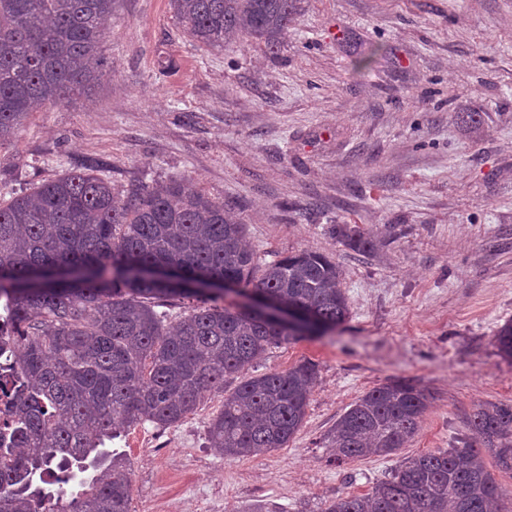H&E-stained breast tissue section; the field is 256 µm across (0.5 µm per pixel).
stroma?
I'll use <instances>...</instances> for the list:
<instances>
[{"instance_id": "1", "label": "stroma", "mask_w": 512, "mask_h": 512, "mask_svg": "<svg viewBox=\"0 0 512 512\" xmlns=\"http://www.w3.org/2000/svg\"><path fill=\"white\" fill-rule=\"evenodd\" d=\"M99 56L91 89L0 146V201L87 154L108 161L118 190L185 178L224 201L261 260L333 258L349 305L336 330L272 347L256 367L317 366L288 447L216 455L220 393L177 426L114 439L131 463V512H324L401 458L463 447L478 403L512 404V361L495 341L512 321V0H300L272 51L199 45L169 0H114ZM334 224L378 249L336 242ZM396 378L434 396L407 448L331 463L324 434ZM332 234L337 240L364 253H371L376 248L375 240L370 235L357 229L356 226L350 227L348 224H334Z\"/></svg>"}]
</instances>
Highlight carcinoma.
<instances>
[{"mask_svg": "<svg viewBox=\"0 0 512 512\" xmlns=\"http://www.w3.org/2000/svg\"><path fill=\"white\" fill-rule=\"evenodd\" d=\"M113 0H0V145L29 116L99 78V42ZM299 0H169L197 43L235 37L275 50ZM107 162L84 156L53 180L0 201V370L9 418L0 424V512H130L132 468L105 441L150 422L181 423L207 392L224 394L208 425L220 456L286 448L300 431L317 378L285 371L224 382L295 337L243 308L222 305L228 278L241 293L297 306L332 331L349 316L342 270L301 251L261 261L224 202L184 179L138 181L117 193ZM364 253L368 234L335 224ZM183 310L170 313L173 301ZM512 358V322L496 334ZM430 394L395 379L361 395L323 438L341 465L407 447ZM476 443L407 457L367 492L324 512H489L498 484L486 457L512 473V404H477Z\"/></svg>", "mask_w": 512, "mask_h": 512, "instance_id": "obj_1", "label": "carcinoma"}]
</instances>
